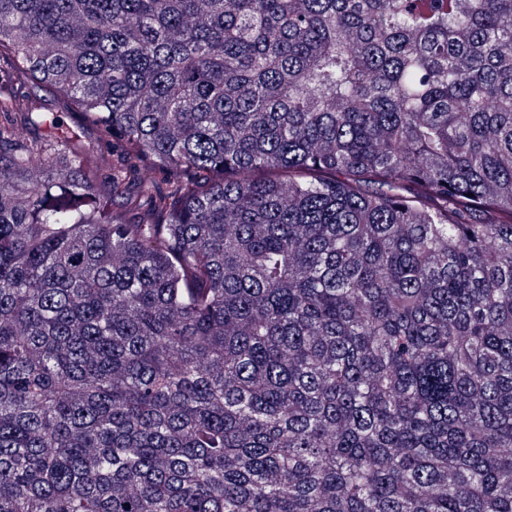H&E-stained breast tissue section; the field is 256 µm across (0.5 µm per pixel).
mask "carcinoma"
<instances>
[{
	"mask_svg": "<svg viewBox=\"0 0 512 512\" xmlns=\"http://www.w3.org/2000/svg\"><path fill=\"white\" fill-rule=\"evenodd\" d=\"M0 58V512H512V0H0Z\"/></svg>",
	"mask_w": 512,
	"mask_h": 512,
	"instance_id": "carcinoma-1",
	"label": "carcinoma"
}]
</instances>
